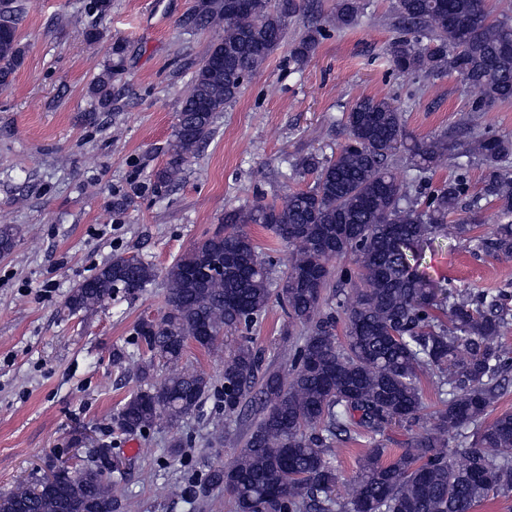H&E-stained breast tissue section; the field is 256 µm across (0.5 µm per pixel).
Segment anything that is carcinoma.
Returning <instances> with one entry per match:
<instances>
[{
  "instance_id": "cac0c4a2",
  "label": "carcinoma",
  "mask_w": 512,
  "mask_h": 512,
  "mask_svg": "<svg viewBox=\"0 0 512 512\" xmlns=\"http://www.w3.org/2000/svg\"><path fill=\"white\" fill-rule=\"evenodd\" d=\"M233 0H196L183 23L191 29L224 25L192 72L164 150L156 182L182 180L200 146L212 135L215 114L233 102L244 84L288 37V21L310 0H251L235 10ZM26 0H0V88L11 85L25 48L16 20ZM364 0H336L329 26L352 29ZM394 26L402 36L390 59L402 72L428 79L455 74L479 91L471 111L512 102V18H493L487 0H394ZM321 25L309 26L291 43L290 56L314 55ZM121 61L106 65L90 93L112 106V79ZM345 142L336 154L301 163L312 176L305 189L286 190L271 202L255 200L224 211V228L194 244L166 272L165 310L135 329V357L123 347L112 362L124 364L144 383L115 421L125 432H144L159 422L174 427L198 412L212 390L203 370L181 365L187 340L211 351L223 336L253 327L276 300L288 318V334L304 330L284 374L243 336L224 351V413L242 411L258 389L260 416L250 423L243 448L230 466L208 478L231 496L235 512H473L490 498L512 497V412L486 421L490 407L508 391L512 350L504 345L512 313L497 294L448 295L422 266L425 248L448 235L474 240V226L448 215L475 212L492 199L512 215V172L505 162L512 140L473 134L461 140L443 132L407 143L403 109L389 97L358 98L343 122ZM405 148L407 165L422 176L449 159L483 165L482 188L468 197L458 177L428 195L399 177L391 157ZM262 224L288 248L277 274L262 257L248 225ZM478 247L512 257V224ZM354 257L357 277L345 272L331 287L330 261ZM154 267L123 254L78 284L67 299L72 312L91 311L120 288L153 285ZM344 319V336L336 328ZM163 374L155 376V362ZM443 395L432 424L410 434L400 452L387 455L384 437L393 425L412 428L423 418L422 381ZM356 434L372 440L345 495L337 492L332 445ZM112 446L101 442L83 477L56 469L55 481L18 485L0 496V512H115L112 484L102 462Z\"/></svg>"
}]
</instances>
